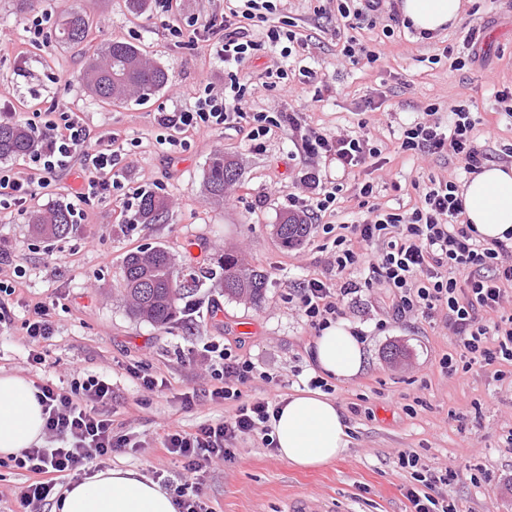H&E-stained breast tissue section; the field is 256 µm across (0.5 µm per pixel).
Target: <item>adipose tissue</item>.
I'll list each match as a JSON object with an SVG mask.
<instances>
[{
    "label": "adipose tissue",
    "instance_id": "ef3b65f1",
    "mask_svg": "<svg viewBox=\"0 0 512 512\" xmlns=\"http://www.w3.org/2000/svg\"><path fill=\"white\" fill-rule=\"evenodd\" d=\"M463 0H402L401 12L414 28L434 32L455 25ZM464 216L485 240L512 232V167L491 164L463 187ZM311 362L319 372L351 379L363 368L364 353L348 322L339 321L315 338ZM33 384L0 373V458L18 456L42 443L44 416ZM280 459L300 468L328 464L350 443L341 408L321 390H299L281 401L271 423ZM170 492L132 469L105 467L69 483L52 512H175Z\"/></svg>",
    "mask_w": 512,
    "mask_h": 512
}]
</instances>
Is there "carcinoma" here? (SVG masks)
Returning a JSON list of instances; mask_svg holds the SVG:
<instances>
[{
	"label": "carcinoma",
	"mask_w": 512,
	"mask_h": 512,
	"mask_svg": "<svg viewBox=\"0 0 512 512\" xmlns=\"http://www.w3.org/2000/svg\"><path fill=\"white\" fill-rule=\"evenodd\" d=\"M89 20L74 10L63 13L57 37L80 45L87 40ZM121 77H114L117 67ZM166 71L149 62L141 49L124 39H112L86 57L81 81L89 93L104 104L144 101L163 88ZM35 145L31 131L22 123L0 124V158L24 157ZM239 178L238 163L217 151L204 171V188L215 202L224 200V190ZM168 215L167 198L153 191L139 192L136 223L158 224ZM34 234L47 239L69 234L74 228L71 209L57 206L35 211L30 216ZM311 225L301 214L286 212L274 225V234L286 246H297L309 235ZM267 275L233 253H225L218 268L188 263L178 267L164 248L131 252L123 261L126 307L134 318L167 328L193 307V296L205 287L217 289L229 299L258 304L264 298Z\"/></svg>",
	"instance_id": "carcinoma-1"
}]
</instances>
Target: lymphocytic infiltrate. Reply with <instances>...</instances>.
I'll use <instances>...</instances> for the list:
<instances>
[{
	"instance_id": "obj_1",
	"label": "lymphocytic infiltrate",
	"mask_w": 512,
	"mask_h": 512,
	"mask_svg": "<svg viewBox=\"0 0 512 512\" xmlns=\"http://www.w3.org/2000/svg\"><path fill=\"white\" fill-rule=\"evenodd\" d=\"M276 9L274 0H236L220 21L189 19L169 25L168 30L172 37L195 41L201 34L222 30L224 36L214 43L213 53L224 63L237 65L258 48L248 34L247 22L264 19ZM246 93V85L233 72L223 94L203 89L194 108L160 113L158 122L169 130L172 145L180 134L200 128H244L257 144L271 128L285 129L299 134L304 155L336 159L348 172L381 154L367 133L335 137L307 132L299 113L271 117L252 111ZM471 107L468 99L449 103L451 123L447 126L442 125L436 109H428L421 119L402 126L400 151L421 157L451 152L466 173H478L487 155L478 143ZM28 126L37 140L36 148L22 165L0 162L1 210L23 206L77 158L83 161L85 181L74 194V216H82L83 204L120 187L116 166L121 153L114 148V137L91 132L67 104L56 101L45 111L33 113ZM353 193L365 218L340 232L330 224L322 227L334 236L332 265L342 282L304 281L297 293V313L321 330L341 315L346 296L382 286L391 290L397 316L429 318L437 310H446V323L460 347L458 358L443 362L448 372L460 366L467 370L490 366L499 358L512 361V315L497 321L491 318L512 291V241L478 238L473 225L463 220L460 187L452 180L429 179L420 190L419 205L403 211L373 203L372 182L355 183ZM354 269L360 273L356 281L348 277ZM201 354L216 381L211 400L231 404L232 410L223 420L201 424L191 432L177 428L165 432V451L179 458L183 467L172 484L177 512H212L199 492L204 468L234 458L233 441L261 435L265 446L275 445L269 437V421L278 409L275 399L247 397L241 390L256 375L253 363L216 342L204 344ZM37 399L44 415V434L54 445L32 446L14 460L17 468L34 476L17 493L24 512H42L49 504L54 475L91 469L112 451L129 445L126 437L113 432L111 418L102 411L112 399V385L106 379L75 371L68 385H39ZM399 460L412 471L414 483L406 491L412 512H459L454 502L431 494L436 484L447 483V475L432 473L411 452L402 453Z\"/></svg>"
}]
</instances>
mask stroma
Here are the masks:
<instances>
[{
	"label": "stroma",
	"mask_w": 512,
	"mask_h": 512,
	"mask_svg": "<svg viewBox=\"0 0 512 512\" xmlns=\"http://www.w3.org/2000/svg\"><path fill=\"white\" fill-rule=\"evenodd\" d=\"M71 7L89 16L90 45L115 38L133 42L167 71V86L142 102L107 105L90 97L80 79L83 57L55 35L61 14ZM336 14V0H279L267 22L250 28L252 40L261 44L244 65L257 87L253 111H294L306 128L332 133L357 131L359 122L368 120L383 156L369 179L376 203L391 209L411 207L416 182L427 177L469 179L455 156L418 159L396 152L402 123L427 107L444 114L449 100H472L479 117L496 121L492 138L482 143L484 152L498 159L512 150V117L495 96L512 88V0H467L457 24L429 40L402 26L385 36L384 14L345 30ZM36 16L47 20L43 45L30 42L24 30ZM285 24L305 38L304 51L287 54L282 42L267 46L269 27ZM350 37L374 51L377 61L343 58L342 45ZM457 57L466 59L463 69L453 67ZM280 67L289 74L292 93L262 86L268 72ZM307 71L312 79H304ZM226 77L206 42L179 43L169 36L157 7L135 18L125 0H35L25 11L17 0H0V96L10 99L24 120L52 100H68L91 130L130 144L120 164L125 185L169 201L164 223L134 224L123 197L97 198L65 238H36L30 213L71 202L81 172L75 165L23 209L0 211V281L14 288V324L0 332V370L36 385L65 378L72 366L86 377L110 378L113 394L105 412L115 433L142 447L115 450L104 464L137 470L157 482L182 471L181 462L160 445L165 430L177 426L191 432L229 411L208 397L214 381L204 366L188 360V349L220 341L252 362L258 376L242 388L249 396L283 398L306 389L316 374L310 349L317 331L293 312L291 301L300 282L331 278L332 238L318 218L304 243L286 248L273 226L287 211L289 195L348 176L329 159L305 157L283 129L274 130L259 149L245 131L224 127L186 133L185 149L169 145L159 112L193 107L200 90H222ZM317 92L318 103L312 100ZM370 100L375 110H367ZM220 149L238 162L240 176L225 190L223 202L215 203L203 177L208 158ZM157 247L180 265L234 252L267 273L265 298L255 306L204 288L195 313L172 327L135 320L124 306L122 261L129 252ZM18 265L24 275L15 273ZM40 303L56 324L44 344L49 354L44 370L32 366L22 330L28 309ZM343 319L362 333L366 354L359 376L331 383L350 429L348 451L325 466L301 470L260 438L235 441L234 460L208 466L200 486L213 512H287L296 498L313 499L326 512H410L406 488L412 478L399 461L405 451L431 469L447 471V484L434 495L456 502L461 512H512V362L446 374L441 363L458 347L444 315L396 316L384 288L348 295ZM133 365L164 377L166 389L146 395L128 372ZM185 392L196 393L192 406H184Z\"/></svg>",
	"instance_id": "35a3bbf8"
}]
</instances>
